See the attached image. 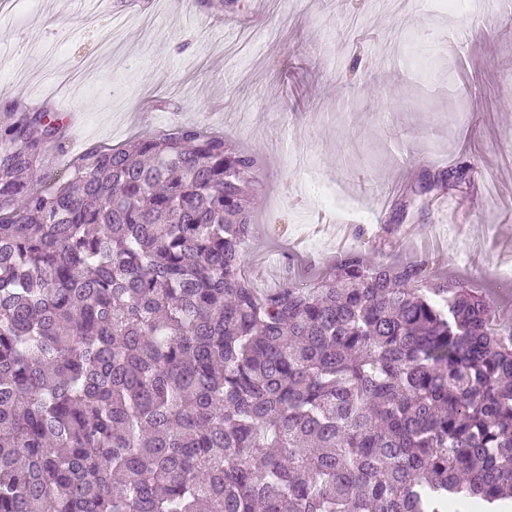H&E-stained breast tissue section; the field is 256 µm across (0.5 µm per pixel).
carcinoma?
<instances>
[{"label":"carcinoma","instance_id":"1","mask_svg":"<svg viewBox=\"0 0 512 512\" xmlns=\"http://www.w3.org/2000/svg\"><path fill=\"white\" fill-rule=\"evenodd\" d=\"M67 137L0 112V512L508 506L512 319L404 225L260 292L257 153L177 125L49 182Z\"/></svg>","mask_w":512,"mask_h":512}]
</instances>
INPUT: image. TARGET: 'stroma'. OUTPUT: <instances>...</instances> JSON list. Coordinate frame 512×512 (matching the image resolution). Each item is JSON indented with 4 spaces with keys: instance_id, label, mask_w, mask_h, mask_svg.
Listing matches in <instances>:
<instances>
[{
    "instance_id": "obj_1",
    "label": "stroma",
    "mask_w": 512,
    "mask_h": 512,
    "mask_svg": "<svg viewBox=\"0 0 512 512\" xmlns=\"http://www.w3.org/2000/svg\"><path fill=\"white\" fill-rule=\"evenodd\" d=\"M149 2H19L15 21L0 19V99L71 123L55 173L92 145L180 124L222 131L266 163L242 250L263 291L287 282L286 254L322 271L389 220L396 187L464 165L442 205L409 207L416 232L399 254L437 250L512 319V289L498 285L512 262V6L486 0L475 17L435 0ZM307 158L343 209L314 193Z\"/></svg>"
}]
</instances>
